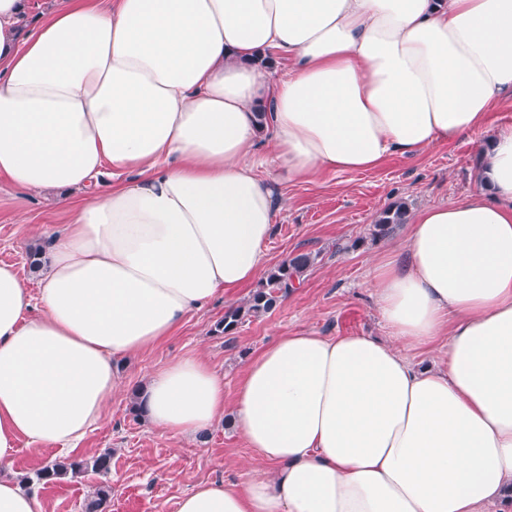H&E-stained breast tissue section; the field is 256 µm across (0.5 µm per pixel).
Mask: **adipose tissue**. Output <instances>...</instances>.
I'll return each instance as SVG.
<instances>
[{
  "mask_svg": "<svg viewBox=\"0 0 512 512\" xmlns=\"http://www.w3.org/2000/svg\"><path fill=\"white\" fill-rule=\"evenodd\" d=\"M0 0V179L67 215L31 276L0 263V512H42L19 440L76 449L118 359L253 283L283 186L478 136L481 189L373 264L383 339L290 333L233 400L201 356L132 397L191 438L232 413L263 470L177 512H484L512 490V0ZM278 57L272 77L258 58ZM447 340L421 369L407 349Z\"/></svg>",
  "mask_w": 512,
  "mask_h": 512,
  "instance_id": "obj_1",
  "label": "adipose tissue"
}]
</instances>
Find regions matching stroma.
I'll list each match as a JSON object with an SVG mask.
<instances>
[{"mask_svg": "<svg viewBox=\"0 0 512 512\" xmlns=\"http://www.w3.org/2000/svg\"><path fill=\"white\" fill-rule=\"evenodd\" d=\"M480 186L475 144L467 138L428 148L413 158L390 156L369 171L288 183L283 188L287 202L266 244V265L274 267L296 252H320L299 288L230 336L214 334L213 329L229 306L247 296V289L191 312L172 336L118 361L125 385L136 389L154 370L194 353L223 374L224 394L230 399L249 360L285 333L386 336L369 286L370 272L383 250L403 245L407 231L402 228L391 238L374 241L371 224L392 203L406 202L416 213L469 196ZM64 222L52 193H21L0 182V263L28 273L29 250L40 244L44 227ZM107 450L112 453V499L106 512H176L180 497L199 482L246 483L253 455L230 420L194 438L179 439L134 414L127 393L112 398L103 419L73 455L89 458ZM97 482L96 475L85 473L53 484L37 483L33 490L43 512H84Z\"/></svg>", "mask_w": 512, "mask_h": 512, "instance_id": "1", "label": "stroma"}]
</instances>
